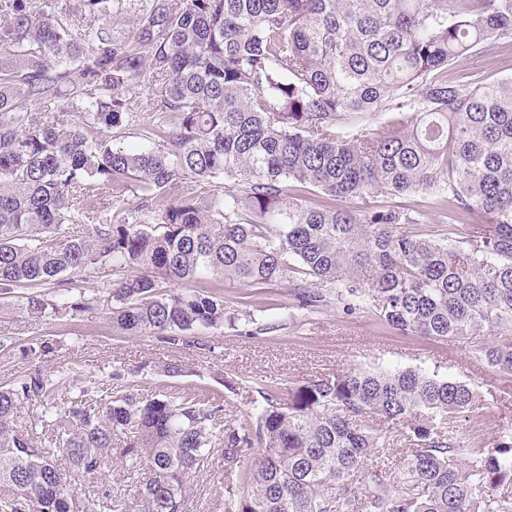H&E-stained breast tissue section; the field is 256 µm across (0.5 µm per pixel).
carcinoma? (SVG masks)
Listing matches in <instances>:
<instances>
[{
	"mask_svg": "<svg viewBox=\"0 0 512 512\" xmlns=\"http://www.w3.org/2000/svg\"><path fill=\"white\" fill-rule=\"evenodd\" d=\"M132 15L130 38L116 27ZM492 40L512 48V0H0V296L57 320L104 289L120 329L177 344L238 318L166 285L290 282L303 308L486 336L479 359L511 375L512 345L492 338L512 328V78L458 74ZM148 76L146 144L127 146ZM377 112L398 119L345 131ZM416 192L465 226L461 244L403 233L415 219L373 201ZM106 267L129 273L86 296L77 274ZM260 396L236 424L63 373L0 386V512H89L71 482L119 435L123 469L146 476L114 512H183L216 449L247 488L232 512H512V428L477 444L450 426L483 408L474 386L351 368ZM31 401L39 441L18 419ZM376 417L405 429V455Z\"/></svg>",
	"mask_w": 512,
	"mask_h": 512,
	"instance_id": "carcinoma-1",
	"label": "carcinoma"
}]
</instances>
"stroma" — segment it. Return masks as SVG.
I'll use <instances>...</instances> for the list:
<instances>
[{"instance_id": "1", "label": "stroma", "mask_w": 512, "mask_h": 512, "mask_svg": "<svg viewBox=\"0 0 512 512\" xmlns=\"http://www.w3.org/2000/svg\"><path fill=\"white\" fill-rule=\"evenodd\" d=\"M376 202L410 213L414 222L407 232L452 242L464 237L463 227L449 228L434 195L380 196ZM175 288L204 290L223 299L227 314L248 312L254 321L221 330L201 328L187 342L171 345L119 329L112 322L108 296L55 321L37 322L17 307H0V338L8 336L15 343L13 351L0 352V386L39 369L90 383L108 382L120 396L191 393L238 419L261 404L259 389L268 382L294 387L355 366L412 367L478 386L484 408L456 421L475 442L489 441L497 430L512 427V375L485 370L475 356L482 337L433 342L401 334L366 310L348 315L333 302L302 309L285 283L249 287L210 278L182 281ZM43 339L57 341L55 356L29 354V347ZM172 364L179 366V373H169ZM116 370L121 379L110 380ZM74 488L80 498L93 500L94 512H112L114 500L133 503L140 493L139 482L124 476L117 459L97 478H76ZM228 499L224 458L216 452L188 479L184 512H225Z\"/></svg>"}]
</instances>
